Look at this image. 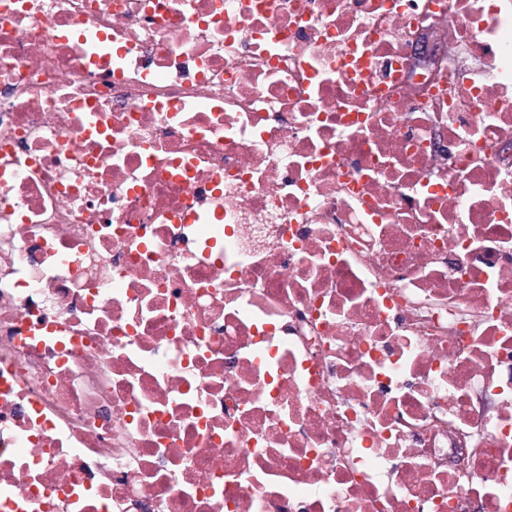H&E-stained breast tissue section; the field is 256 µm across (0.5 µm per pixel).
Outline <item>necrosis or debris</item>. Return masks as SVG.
<instances>
[{
    "label": "necrosis or debris",
    "mask_w": 512,
    "mask_h": 512,
    "mask_svg": "<svg viewBox=\"0 0 512 512\" xmlns=\"http://www.w3.org/2000/svg\"><path fill=\"white\" fill-rule=\"evenodd\" d=\"M0 512H512V0H0ZM446 51L442 46L432 45L429 39L421 38L415 47L416 63L420 66H438L445 57Z\"/></svg>",
    "instance_id": "4bbe7bcc"
}]
</instances>
